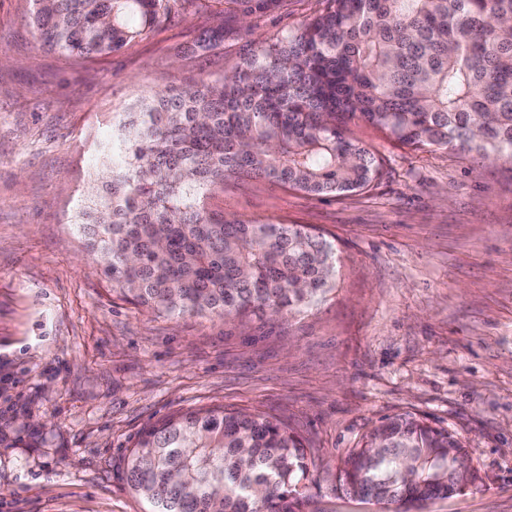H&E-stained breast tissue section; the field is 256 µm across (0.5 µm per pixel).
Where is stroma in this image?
Here are the masks:
<instances>
[{
  "instance_id": "35a3bbf8",
  "label": "stroma",
  "mask_w": 512,
  "mask_h": 512,
  "mask_svg": "<svg viewBox=\"0 0 512 512\" xmlns=\"http://www.w3.org/2000/svg\"><path fill=\"white\" fill-rule=\"evenodd\" d=\"M321 7L177 0L146 39L76 60L40 46L30 0H0V512H147L121 458L144 427L215 406L295 428L315 458L303 512H394L347 493L342 470L402 414L454 433L480 476L416 512H512V164L355 120L381 162L367 190L227 179L213 211L305 225L336 248L335 287L284 316H156L112 294L72 224L125 112L232 72Z\"/></svg>"
}]
</instances>
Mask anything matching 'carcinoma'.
I'll return each mask as SVG.
<instances>
[{
    "instance_id": "carcinoma-1",
    "label": "carcinoma",
    "mask_w": 512,
    "mask_h": 512,
    "mask_svg": "<svg viewBox=\"0 0 512 512\" xmlns=\"http://www.w3.org/2000/svg\"><path fill=\"white\" fill-rule=\"evenodd\" d=\"M41 45L110 55L154 30L171 0H31ZM231 75L156 92L118 124L105 193L76 225L112 291L158 316L288 314L335 280L333 245L298 224L226 220L205 197L229 177L311 195L371 187L364 121L413 149L512 163V0H323ZM466 448L412 417L352 451L349 491L396 512L463 491ZM314 459L288 425L223 407L165 417L121 461L150 512H300Z\"/></svg>"
}]
</instances>
